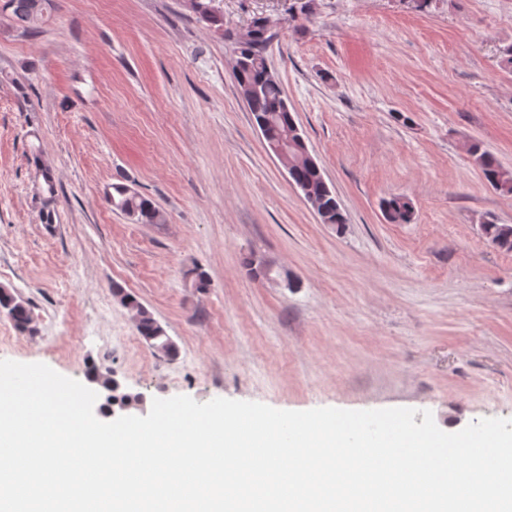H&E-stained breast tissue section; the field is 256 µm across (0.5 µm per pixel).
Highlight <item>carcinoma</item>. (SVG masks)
Segmentation results:
<instances>
[{"label":"carcinoma","instance_id":"obj_1","mask_svg":"<svg viewBox=\"0 0 512 512\" xmlns=\"http://www.w3.org/2000/svg\"><path fill=\"white\" fill-rule=\"evenodd\" d=\"M55 9V0H0V16L7 18L21 29L24 35H35L45 23L48 14ZM234 55L235 79L239 92L247 108L252 112L270 153L279 147L286 153L278 161L290 169V179L304 201L311 206L323 224H336L343 227L348 223L347 216L332 187L325 180L319 165L309 160L311 153L304 136L287 105L283 87L276 75L268 69L264 49L269 42L267 27L259 26L244 39L238 33L228 32ZM259 88V93L251 96L249 90ZM468 154L473 164L480 169L485 181L497 192L512 195V171L504 169L488 152L477 144L468 146ZM33 163L40 173L43 184L38 197L40 213L46 224L54 222L57 190L53 170L41 157L33 156ZM106 202L137 224H162L163 212L156 204L141 195L129 185L114 183L106 193ZM384 217L391 224H409L413 220V207L401 196H393L384 202ZM488 241L498 244L505 252H512V225L489 222L485 228ZM113 293L122 295L120 304L133 312L135 328L144 342L154 348L165 346V354L174 356L177 347L161 324L131 294L115 286ZM0 311L22 330L33 321L30 307L17 300V294L8 288L0 289Z\"/></svg>","mask_w":512,"mask_h":512}]
</instances>
